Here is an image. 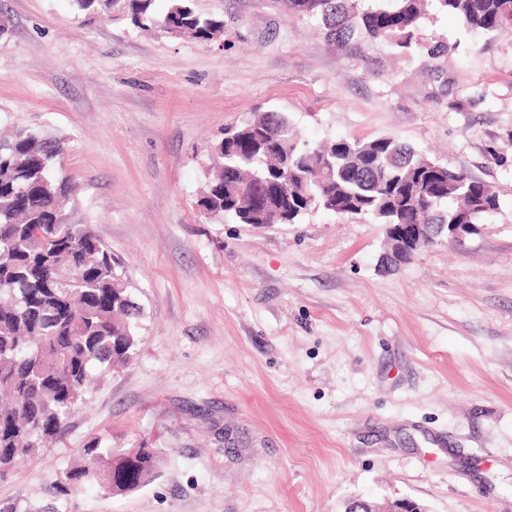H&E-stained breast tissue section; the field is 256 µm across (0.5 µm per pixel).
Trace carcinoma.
<instances>
[{
  "instance_id": "cac0c4a2",
  "label": "carcinoma",
  "mask_w": 512,
  "mask_h": 512,
  "mask_svg": "<svg viewBox=\"0 0 512 512\" xmlns=\"http://www.w3.org/2000/svg\"><path fill=\"white\" fill-rule=\"evenodd\" d=\"M92 15L121 17L139 28L157 22L207 42L224 21L204 17L192 0H72ZM361 8L359 0H282L291 15L320 17L326 40L386 41L408 57L425 56L435 97L455 103L457 79L439 64L442 42L419 37L435 3L469 31L512 27V0H393ZM66 146L43 132L16 129L0 137V466H16L65 427L98 375L130 362L142 314L112 254L89 224H62L59 213L78 186L63 173ZM213 173L196 201L213 217L240 224H294L317 204L367 216L377 224H483L500 208L493 186L448 168L393 135L300 142L288 116L264 112L224 131L211 148ZM133 458L95 437L65 485L107 481L126 492L155 476L159 449L142 444Z\"/></svg>"
}]
</instances>
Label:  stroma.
<instances>
[{
  "label": "stroma",
  "mask_w": 512,
  "mask_h": 512,
  "mask_svg": "<svg viewBox=\"0 0 512 512\" xmlns=\"http://www.w3.org/2000/svg\"><path fill=\"white\" fill-rule=\"evenodd\" d=\"M194 5L221 39L0 0V130L66 137L65 220L92 226L143 308L130 363L0 478V512H344L355 495L512 512V30L424 19L452 47V108L387 43L331 45L277 0ZM256 111L311 144L396 136L500 209L394 270L364 217L203 214L208 143ZM94 437L160 449L157 477L62 492Z\"/></svg>",
  "instance_id": "obj_1"
}]
</instances>
